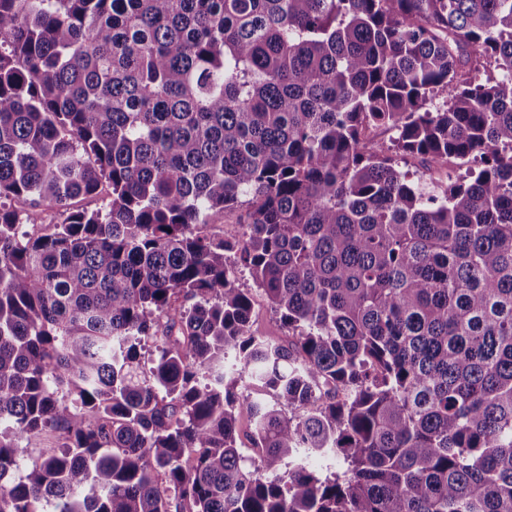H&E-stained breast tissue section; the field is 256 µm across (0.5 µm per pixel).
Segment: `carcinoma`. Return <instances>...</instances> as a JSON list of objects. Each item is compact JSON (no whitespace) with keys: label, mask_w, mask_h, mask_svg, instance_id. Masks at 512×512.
Listing matches in <instances>:
<instances>
[{"label":"carcinoma","mask_w":512,"mask_h":512,"mask_svg":"<svg viewBox=\"0 0 512 512\" xmlns=\"http://www.w3.org/2000/svg\"><path fill=\"white\" fill-rule=\"evenodd\" d=\"M2 422L0 512H512V0H0ZM110 188L103 183L99 193L92 197L78 198L71 201L70 208H33L28 201L15 199L12 209L18 214L24 228L35 233H49L55 224H63L70 212L76 210H100L105 208L109 200ZM33 220L35 224H33ZM245 211V206H241L234 212L228 214L224 220L217 219L213 224L207 225V232L216 236H224L228 238L238 236L241 232V227L237 223L239 222L240 217L245 214ZM241 288H252L253 317L252 329L258 336H265L276 341L287 340L288 331L281 327L279 321L272 313L265 295L257 290L253 281L245 276L238 282ZM62 442L63 441L59 437V432H46L37 440L36 448L32 447L31 444H27L26 441L21 443L22 458L24 459V462L29 463L32 460L40 458L52 448L58 450Z\"/></svg>","instance_id":"obj_1"}]
</instances>
